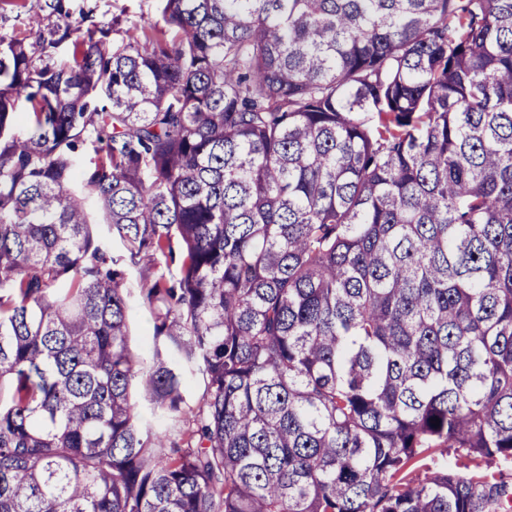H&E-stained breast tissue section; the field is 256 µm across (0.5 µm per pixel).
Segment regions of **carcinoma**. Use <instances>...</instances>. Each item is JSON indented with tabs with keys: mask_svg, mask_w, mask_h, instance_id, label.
I'll return each mask as SVG.
<instances>
[{
	"mask_svg": "<svg viewBox=\"0 0 512 512\" xmlns=\"http://www.w3.org/2000/svg\"><path fill=\"white\" fill-rule=\"evenodd\" d=\"M155 2L0 0V512H512V0ZM107 3L111 14L123 13L130 23L154 21L158 17L153 0H108ZM129 322L131 345L135 350L149 354L153 346L150 313L135 292L129 300Z\"/></svg>",
	"mask_w": 512,
	"mask_h": 512,
	"instance_id": "carcinoma-1",
	"label": "carcinoma"
}]
</instances>
